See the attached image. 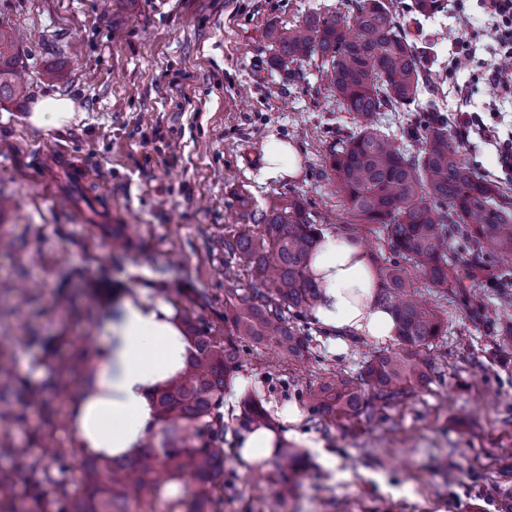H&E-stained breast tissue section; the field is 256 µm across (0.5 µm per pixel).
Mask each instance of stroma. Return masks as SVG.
I'll list each match as a JSON object with an SVG mask.
<instances>
[{"label":"stroma","instance_id":"35a3bbf8","mask_svg":"<svg viewBox=\"0 0 512 512\" xmlns=\"http://www.w3.org/2000/svg\"><path fill=\"white\" fill-rule=\"evenodd\" d=\"M445 9L411 22L430 49L444 112L467 87L483 123L512 132V106L495 101L483 73L484 48L459 54L448 36L459 11L478 0H443ZM340 0H0V28L18 37L29 84L24 100L0 101V225L12 251L0 249V381L17 390L40 388L58 367L73 377L51 409L25 408V420L0 421V444L15 456L0 468L28 472L42 454L41 434L59 459L51 480L75 492L83 463L73 446L68 407L90 359L85 337L104 341L106 309L142 284L164 288L177 307L190 294L209 295L194 307L204 320L224 314V237L238 196L257 203L302 199L328 231L358 238L367 252L388 255L378 225L356 220L332 181L328 156L359 132L340 110L315 61L293 81L272 64L271 30L338 7ZM69 97L75 116L50 130L27 117L44 95ZM271 138L296 148L301 172L281 180L250 163ZM450 139L459 159L480 176L499 174L494 146ZM84 160L93 208L126 225L130 249L112 259L111 229L76 219L70 190L52 185L41 166L44 146ZM498 180V179H497ZM417 294L442 310L445 336L423 347L432 365L426 387L378 410L372 421L342 428L320 420L310 390L336 375H357L371 355L399 349L397 340L349 342L336 355L313 328V356L289 360L273 348L244 343L242 370L224 393L225 470L236 494L224 512H512V357L501 360L499 338L482 322L501 309L490 288L470 304L444 296L426 281ZM253 388L266 410L287 402L304 415L298 431L310 441L297 492L241 469L236 437L246 430L241 394Z\"/></svg>","mask_w":512,"mask_h":512}]
</instances>
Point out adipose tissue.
<instances>
[{"label":"adipose tissue","instance_id":"adipose-tissue-1","mask_svg":"<svg viewBox=\"0 0 512 512\" xmlns=\"http://www.w3.org/2000/svg\"><path fill=\"white\" fill-rule=\"evenodd\" d=\"M309 269L320 288L313 319L332 337L336 352H344L351 337L385 342L396 336L395 314L379 302L371 261L356 238L323 233ZM104 328L106 338L85 370L93 383L69 406L74 443L85 456L133 458L160 429L153 394L182 371L189 342L175 307L148 285L109 308ZM276 417L277 425H256L238 437L243 467L271 460L288 439L284 427L298 424L301 411L287 404Z\"/></svg>","mask_w":512,"mask_h":512}]
</instances>
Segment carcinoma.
<instances>
[{
  "mask_svg": "<svg viewBox=\"0 0 512 512\" xmlns=\"http://www.w3.org/2000/svg\"><path fill=\"white\" fill-rule=\"evenodd\" d=\"M442 0H413L411 12L434 15ZM274 67L321 59L328 88L362 129L329 155L331 175L352 215L378 224L394 259L376 261L379 299L398 321L400 350L373 356L354 378L339 375L309 394L315 411L345 427L373 418L376 406L395 405L430 380V365L418 348L447 332L438 311L421 306L412 294L408 268L435 288L453 289L468 300L456 273L450 238L460 240L467 264L476 273L491 260L500 273L490 282L502 295L512 288V196L458 158L449 144L448 120L436 98L423 99L430 74L422 63L425 47L410 34L409 23L383 0H346L345 9L305 17L271 33ZM10 34L0 31V99L25 95ZM417 112L406 136L420 138L414 151L389 132L387 113ZM237 232L224 237V326L202 320L188 309L180 319L190 341L185 369L156 391L161 438L149 441L131 459H90L70 507L61 512H153L165 484L191 473L197 489L192 512H223L224 389L240 371V343L270 346L302 359L311 353L309 329L298 319L318 303L320 291L308 267L321 229L299 199L256 205L238 198ZM243 263L249 286L234 276ZM61 373L47 387L30 390L27 399L45 405L68 392ZM263 397L246 391L243 406L251 421L265 420ZM14 418L10 385L0 386V419ZM301 453L281 448L271 464L279 468L281 496L296 488Z\"/></svg>",
  "mask_w": 512,
  "mask_h": 512,
  "instance_id": "carcinoma-1",
  "label": "carcinoma"
}]
</instances>
